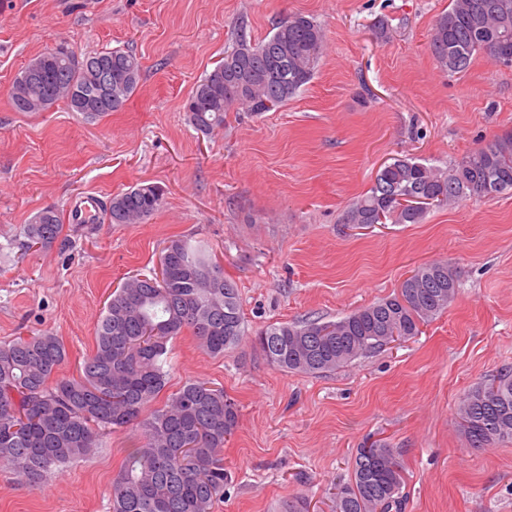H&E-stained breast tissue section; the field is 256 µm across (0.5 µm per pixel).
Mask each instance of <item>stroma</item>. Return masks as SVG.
Masks as SVG:
<instances>
[{"mask_svg": "<svg viewBox=\"0 0 512 512\" xmlns=\"http://www.w3.org/2000/svg\"><path fill=\"white\" fill-rule=\"evenodd\" d=\"M449 0H0V345L59 336L75 375L115 288L152 271L165 243L209 242L238 288L248 331L338 320L397 292L418 265L452 260L460 294L419 335L322 375L269 365L251 338L221 357L170 340L169 383L204 380L239 407L214 512H331L356 451L381 440L404 474L403 512H512V443L471 447L456 414L477 383L512 370V191L431 208L423 223L359 227L350 204L386 160L449 168L512 131V68L474 55L451 75L429 50ZM324 29L311 81L277 110L227 113L197 132L183 105L238 35L258 41L294 15ZM132 50L143 79L92 120L57 104L12 110L15 77L57 44ZM163 191L140 224H65L21 253L44 208L67 215L142 184ZM130 430L32 487L0 472V512H110Z\"/></svg>", "mask_w": 512, "mask_h": 512, "instance_id": "obj_1", "label": "stroma"}]
</instances>
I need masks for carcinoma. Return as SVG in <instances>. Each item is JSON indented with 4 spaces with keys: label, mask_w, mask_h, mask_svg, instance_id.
<instances>
[{
    "label": "carcinoma",
    "mask_w": 512,
    "mask_h": 512,
    "mask_svg": "<svg viewBox=\"0 0 512 512\" xmlns=\"http://www.w3.org/2000/svg\"><path fill=\"white\" fill-rule=\"evenodd\" d=\"M512 48V0H450L436 21L431 53L450 74L462 73L479 52L494 58L500 42ZM324 44L314 19L296 15L259 42L241 35L224 61L189 95L193 128L224 126L230 107L255 114L285 105L313 77ZM110 75L112 94L126 102L142 79L135 54L122 48L79 56L63 45L32 59L12 83L16 112H45L67 86L86 95ZM512 190V132L496 136L451 169L394 158L370 189L348 208L346 224H420L428 210L464 197H485L487 180ZM163 194L143 184L116 194L104 207L110 224H134L162 206ZM63 231L54 209L25 226L22 248H51ZM163 252L170 269L132 276L110 295L95 331V346L76 377L58 376L67 353L52 333L0 346V468L37 485L48 472L90 455L107 432L136 430L137 445L112 478L111 512H213L224 498V443L239 420L224 388L189 380L163 406L153 407L168 383V343L188 331L210 355L222 357L246 336L236 285L201 241L173 239ZM460 288L452 262L424 264L397 293L337 321L319 318L272 323L254 336L268 363L291 373L318 375L420 332L441 315ZM457 415L472 447L512 442V372L476 384L459 400ZM402 466L388 444L374 441L354 457L350 478L332 493V512H401Z\"/></svg>",
    "instance_id": "carcinoma-1"
}]
</instances>
